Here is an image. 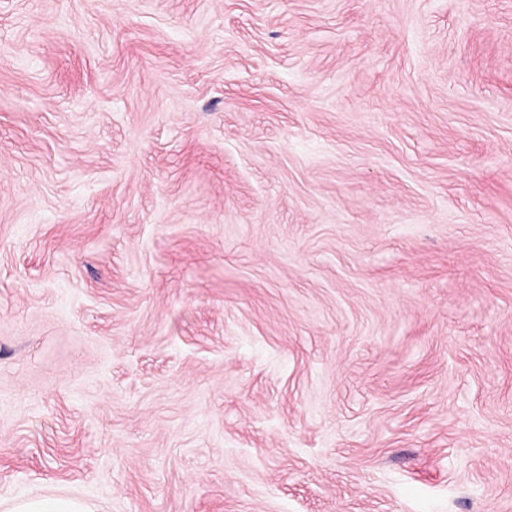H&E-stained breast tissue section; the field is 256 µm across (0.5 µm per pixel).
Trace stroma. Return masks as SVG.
I'll use <instances>...</instances> for the list:
<instances>
[{
	"label": "stroma",
	"instance_id": "1",
	"mask_svg": "<svg viewBox=\"0 0 512 512\" xmlns=\"http://www.w3.org/2000/svg\"><path fill=\"white\" fill-rule=\"evenodd\" d=\"M512 512V0H0V512ZM15 512H88L80 502L68 499L29 500L19 504Z\"/></svg>",
	"mask_w": 512,
	"mask_h": 512
}]
</instances>
